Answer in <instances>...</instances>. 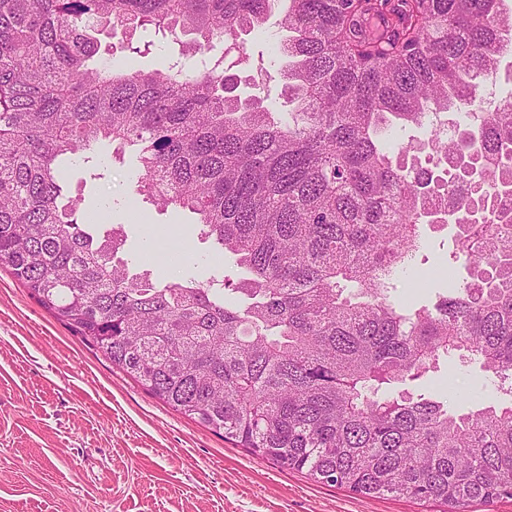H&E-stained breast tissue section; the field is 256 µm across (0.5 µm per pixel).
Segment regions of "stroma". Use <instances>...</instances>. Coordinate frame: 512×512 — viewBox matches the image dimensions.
Segmentation results:
<instances>
[{"instance_id":"stroma-1","label":"stroma","mask_w":512,"mask_h":512,"mask_svg":"<svg viewBox=\"0 0 512 512\" xmlns=\"http://www.w3.org/2000/svg\"><path fill=\"white\" fill-rule=\"evenodd\" d=\"M98 61L121 71L167 63L172 46L154 28L138 30L134 49L101 35ZM71 193L99 230L122 228L129 259L154 277L228 278L232 258L216 261L192 232L191 214L158 211L135 194L131 162L100 149L98 167L81 158L64 167ZM414 260L429 282L397 284L395 298L424 301L462 283L450 261V228L424 227ZM431 387L458 406L497 405L504 396L478 363L449 358ZM0 512H444L405 498L371 499L315 482L225 441L172 410L113 367L102 352L44 309L7 268H0Z\"/></svg>"}]
</instances>
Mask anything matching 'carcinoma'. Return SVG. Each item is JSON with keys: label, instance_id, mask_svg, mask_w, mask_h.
I'll list each match as a JSON object with an SVG mask.
<instances>
[{"label": "carcinoma", "instance_id": "obj_1", "mask_svg": "<svg viewBox=\"0 0 512 512\" xmlns=\"http://www.w3.org/2000/svg\"><path fill=\"white\" fill-rule=\"evenodd\" d=\"M281 0H0V265L174 411L280 467L370 498H512V57L504 0H287L277 116L245 36ZM152 26L180 62L115 73L98 35ZM233 54L241 77L224 68ZM452 115L438 157L385 130ZM129 158L136 194L187 210L242 276L158 281L80 221L63 158ZM452 225L468 277L428 304L390 289ZM235 294L231 302L225 291ZM452 354L510 397L466 413L423 379Z\"/></svg>", "mask_w": 512, "mask_h": 512}]
</instances>
